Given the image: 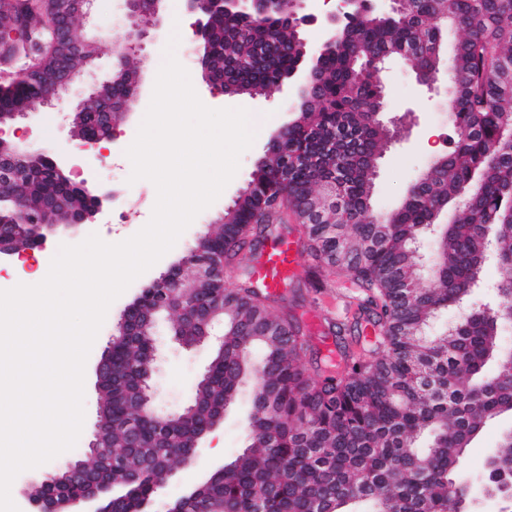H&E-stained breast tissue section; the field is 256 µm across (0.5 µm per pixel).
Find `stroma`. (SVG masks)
Wrapping results in <instances>:
<instances>
[{
	"instance_id": "1",
	"label": "stroma",
	"mask_w": 512,
	"mask_h": 512,
	"mask_svg": "<svg viewBox=\"0 0 512 512\" xmlns=\"http://www.w3.org/2000/svg\"><path fill=\"white\" fill-rule=\"evenodd\" d=\"M186 15L182 0H163L160 27L152 30L140 42L136 54L140 63L139 95L117 125L120 137L112 146L111 160L114 178L102 177L98 166H85L86 179L90 185L101 191L114 193L115 202L119 205L123 204L128 194H135L136 204L132 205L126 218L120 223H97L57 229L48 235L42 249L43 255L55 256L59 243L75 245L93 233L105 242L119 243L135 235L150 220L157 198L156 188L147 180L130 182L131 171L123 164L122 159L128 143L136 137L141 112L150 104L155 68L165 60V48L174 23ZM124 23L122 0H92L87 15L76 26V33L81 37L99 38V55L94 65L83 69L79 81L62 103L54 106L35 103L28 116L14 125L15 143L44 150L52 158L67 161L70 166H84L81 155L71 149L78 137L73 130L68 110L72 104L85 99L95 85L111 77L116 66L112 36L123 30ZM188 72L194 81L196 93L207 107H243L253 112H272L281 124L294 117L289 110L288 98L283 92L277 91L255 99L215 94L208 89L199 61H192ZM385 101V121L398 118L410 108L414 111L415 123L408 140L389 145L378 160V177L372 198V208L377 212H388L397 206L406 189L419 178L432 159L448 151L452 134L445 96L428 97L424 87L416 82L408 65L402 60L394 59L389 63ZM268 141V135H256L252 146L241 155L237 173L218 199L198 214L170 251L137 277L110 305L85 365V420L82 432L74 448L51 460L47 466L48 471L62 469L67 463L85 456L97 418L96 365L107 347L112 328L121 312L139 295L144 286L180 262L197 238L207 232L215 217L224 208L232 205L251 180L266 152ZM356 296L355 289L339 288L325 284L323 278L310 277L301 283L294 294L288 295L287 300L294 305L298 314L315 325V343L321 348L335 341L349 344L361 335L363 323L358 318ZM221 335V329H214L209 342L186 349L172 340L167 322L159 321L155 336L158 359L152 377L155 405L159 413L178 411L191 402L195 384L208 366ZM250 410L251 392L246 389L241 392L236 403L227 409L223 423L201 439L200 445L205 448L208 456L207 464L190 467L174 464V475L155 498L153 512H168L178 497L204 482L212 470L231 462L247 446L244 421ZM511 428L512 413L502 415L485 425L467 450L463 470L465 476L477 481L483 478L488 456L497 447L502 433Z\"/></svg>"
}]
</instances>
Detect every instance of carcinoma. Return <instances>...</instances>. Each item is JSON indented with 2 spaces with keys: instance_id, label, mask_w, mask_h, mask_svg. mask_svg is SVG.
<instances>
[{
  "instance_id": "1",
  "label": "carcinoma",
  "mask_w": 512,
  "mask_h": 512,
  "mask_svg": "<svg viewBox=\"0 0 512 512\" xmlns=\"http://www.w3.org/2000/svg\"><path fill=\"white\" fill-rule=\"evenodd\" d=\"M21 13L17 0H0V27L14 28ZM445 25L462 31L447 64L438 51ZM343 33L319 56L320 84L294 108L286 134L269 140L248 186L189 250L239 273L238 285L198 282L188 261L127 312L133 333L111 339L114 373L105 390L116 428L100 458H112L115 512H140L154 499L170 462L191 453L190 435L208 430L248 383V446L180 501L183 512H475L471 488L459 480L466 448L488 421L512 412V348L500 343L512 329V149L486 163L490 144L512 130V0H415L407 13L355 16ZM298 38L297 25L276 14H217L208 35L214 76L229 72L242 93L267 95L298 62ZM379 56L408 61L423 79L447 72L454 136L445 162L368 224L379 148L391 135L372 118L382 85L363 74ZM45 89L40 72L0 88V113L31 107ZM122 90L103 88L80 135L110 130L93 124L92 113L118 119ZM59 190L49 175L18 180L0 191V221L11 223L21 207L41 218ZM285 205L314 269L357 288L373 328L356 345L337 347L338 362L311 371L303 363L317 353L308 324L286 306L275 310L284 294L253 280L255 243L283 222ZM437 205L455 212L446 230ZM39 231L47 226L17 225L20 248L32 247ZM424 232L435 244L428 265L417 247ZM487 250L502 277L496 302L474 309L467 298ZM212 303L224 307V350L214 353L194 409L166 425L141 416L133 380L155 329L140 323V309L156 310L190 347L213 328L203 321ZM450 306L455 323L432 335ZM482 491L512 512V429L488 459Z\"/></svg>"
}]
</instances>
